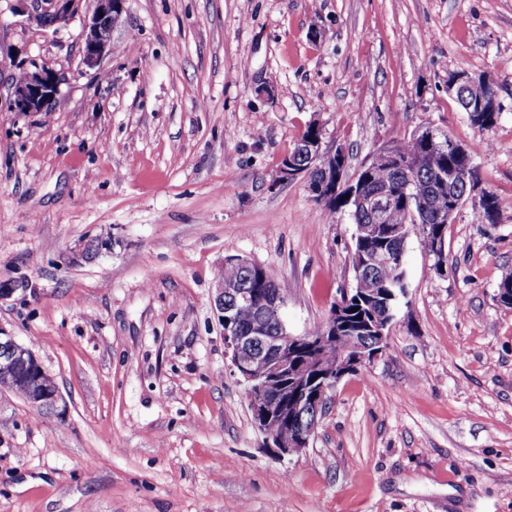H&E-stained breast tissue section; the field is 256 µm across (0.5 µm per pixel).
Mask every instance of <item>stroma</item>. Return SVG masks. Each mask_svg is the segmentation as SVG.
Instances as JSON below:
<instances>
[{
  "label": "stroma",
  "instance_id": "obj_1",
  "mask_svg": "<svg viewBox=\"0 0 512 512\" xmlns=\"http://www.w3.org/2000/svg\"><path fill=\"white\" fill-rule=\"evenodd\" d=\"M0 0V329L59 410L0 390V512H512V0H126L82 63ZM37 59L54 107L8 112ZM505 110L477 128L448 75ZM348 175L426 125L472 156L503 219L463 206L435 259L410 235L386 351L336 387L309 448L276 457L224 353L229 255L264 267L302 335L353 285L356 226L282 159L309 124ZM99 250L90 260L89 243ZM476 87H485L489 89L492 92V102L487 105L486 98H482L480 96L486 97V91L484 89H478ZM468 89L473 90L471 94L478 98V104L475 108L471 109V107H468L465 112H469L470 119H476V121H481V119H477L476 114L473 112H490L489 116L491 119V125L494 124V121L492 119L493 112H498L496 115V121L499 117L500 110H502V104L500 101V92L496 85V83L484 76H472L465 72H457L452 73L448 75V93L455 94L458 93L460 89Z\"/></svg>",
  "mask_w": 512,
  "mask_h": 512
}]
</instances>
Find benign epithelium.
Here are the masks:
<instances>
[{"label":"benign epithelium","mask_w":512,"mask_h":512,"mask_svg":"<svg viewBox=\"0 0 512 512\" xmlns=\"http://www.w3.org/2000/svg\"><path fill=\"white\" fill-rule=\"evenodd\" d=\"M22 8L17 15L23 22L34 24L46 31L58 33L61 28L78 18L81 22L80 37L83 41V63L88 67L97 66L107 52L110 38L105 31L112 30L124 11L125 0H95L91 14H82V0H19ZM24 78L13 84L8 111L15 113L43 112L50 108L65 81L64 74L32 60L22 68ZM485 87L492 92V102L481 98L475 108L467 109L471 118L478 112H498L502 110L500 92L496 83L484 76H472L465 72L448 75V93L456 94L461 89L473 90ZM315 135L298 144L296 153L286 156L282 161L281 174L287 179L299 176L307 178L309 189L315 199L336 198V190L346 189L348 202L358 210L378 214L395 204L397 195L389 188L375 193L362 192L355 179H343L344 150L334 152L323 150L322 131L319 125H313ZM430 147L449 150L462 157L467 151L447 132L434 126H426L415 133ZM445 179L454 185H465L469 194L460 201L441 198H429L421 201V208L433 209L441 214L446 222L455 219L457 212L467 201L475 206L487 205V190L475 178L474 166L464 164L445 175ZM350 292L341 294V298L331 305L327 319L321 324L319 332L311 336L288 335V341H273L267 336L261 325L242 330L232 324L229 309L224 306L225 299L231 297L238 305L251 303V297L242 283L219 276L215 283V306L224 323L225 353L230 357L232 367L247 383V397L255 420V425L264 435L267 447L279 457L301 453L309 446L316 425H299L296 431L282 437L266 428V422L273 418L293 415L298 421L304 420L305 405L327 401L336 385L347 375L356 373L361 367L372 362L387 347V337L392 316L373 318L371 325L374 343L368 345L357 336L349 335L345 318V298ZM284 296L276 291L256 307L257 316L271 315L282 323L281 310ZM338 348L336 364L326 366L321 362V354L327 348ZM23 366L24 370L36 377L46 374L41 361L35 353L15 340L14 337L0 331V371L6 372ZM60 400L56 388L46 389L35 394L30 404H42L51 410L58 407Z\"/></svg>","instance_id":"benign-epithelium-1"}]
</instances>
